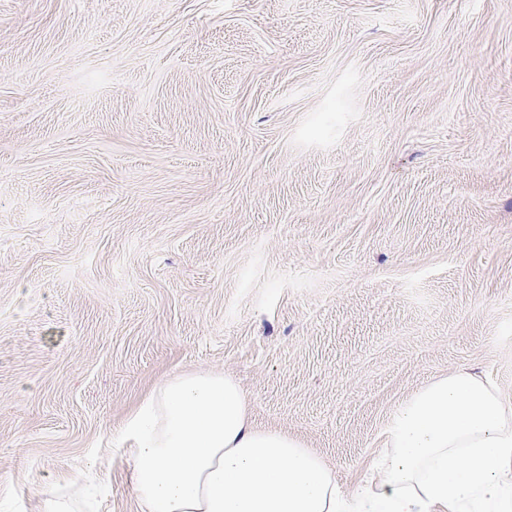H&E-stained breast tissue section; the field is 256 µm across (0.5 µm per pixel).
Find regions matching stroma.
<instances>
[{
    "label": "stroma",
    "mask_w": 512,
    "mask_h": 512,
    "mask_svg": "<svg viewBox=\"0 0 512 512\" xmlns=\"http://www.w3.org/2000/svg\"><path fill=\"white\" fill-rule=\"evenodd\" d=\"M190 366L346 495L433 378L512 400V0H0V490L139 512Z\"/></svg>",
    "instance_id": "obj_1"
}]
</instances>
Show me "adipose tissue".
Here are the masks:
<instances>
[{"label":"adipose tissue","instance_id":"obj_1","mask_svg":"<svg viewBox=\"0 0 512 512\" xmlns=\"http://www.w3.org/2000/svg\"><path fill=\"white\" fill-rule=\"evenodd\" d=\"M379 480L341 494L331 466L251 419L238 381L187 368L144 394L112 436L140 512H512V402L467 372L402 402Z\"/></svg>","mask_w":512,"mask_h":512}]
</instances>
